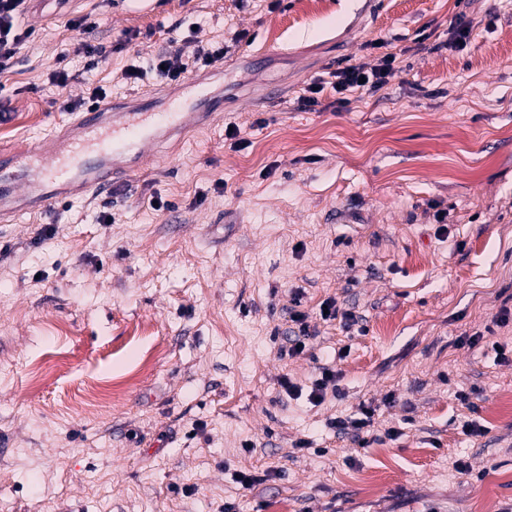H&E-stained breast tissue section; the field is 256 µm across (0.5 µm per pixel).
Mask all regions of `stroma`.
Masks as SVG:
<instances>
[{
    "mask_svg": "<svg viewBox=\"0 0 512 512\" xmlns=\"http://www.w3.org/2000/svg\"><path fill=\"white\" fill-rule=\"evenodd\" d=\"M303 7L33 0L22 17L0 153L61 132L64 97L178 93L123 78L168 43L229 52L202 72L214 123L110 195L0 223V512H512V360L495 351L512 349V323L494 324L512 309V0H320L305 20ZM86 15L93 32L72 28ZM86 43L104 50L91 70ZM385 51L403 70L376 94L302 105L314 79ZM295 291L312 337L289 358ZM330 299L359 323L321 319ZM322 364L337 393H284L282 378L309 389ZM364 404L363 446L329 422ZM269 467L252 489L234 480Z\"/></svg>",
    "mask_w": 512,
    "mask_h": 512,
    "instance_id": "1",
    "label": "stroma"
}]
</instances>
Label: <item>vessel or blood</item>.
<instances>
[{
    "instance_id": "b4317fda",
    "label": "vessel or blood",
    "mask_w": 512,
    "mask_h": 512,
    "mask_svg": "<svg viewBox=\"0 0 512 512\" xmlns=\"http://www.w3.org/2000/svg\"><path fill=\"white\" fill-rule=\"evenodd\" d=\"M190 97L156 110L143 96L134 111H119L117 103H102L80 112L73 126L79 135L50 151L33 156L0 155V219L15 216V199L25 198L45 208L84 193L103 194L112 187L121 166L138 165L162 137L185 133L200 114L209 113L211 98L205 83L187 82Z\"/></svg>"
}]
</instances>
